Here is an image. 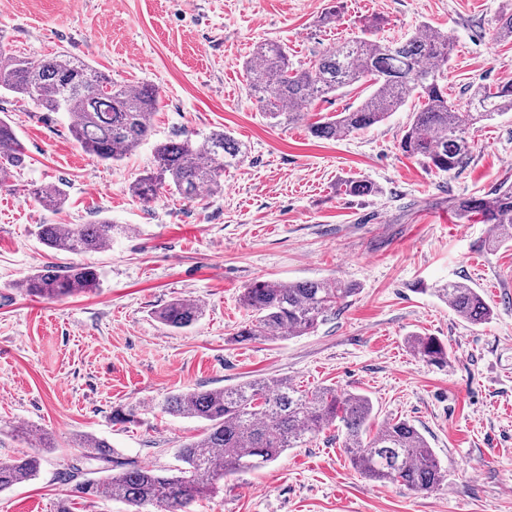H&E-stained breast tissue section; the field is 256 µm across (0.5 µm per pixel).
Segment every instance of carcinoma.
<instances>
[{
    "label": "carcinoma",
    "instance_id": "obj_1",
    "mask_svg": "<svg viewBox=\"0 0 512 512\" xmlns=\"http://www.w3.org/2000/svg\"><path fill=\"white\" fill-rule=\"evenodd\" d=\"M453 39L446 31L419 26L400 40H381L371 28L348 42L326 49L306 67L296 68L285 47L260 42L245 64L252 94L262 103L274 125H290L304 118L312 101L352 86L369 83L371 92L354 109L322 116L310 125L319 139H333L364 130L404 107L408 97L417 108L402 131L400 148L430 168L452 172L470 153V126L512 112V83L479 86L460 106L448 97L444 72ZM29 99L48 112H62L69 132L81 149L101 162L114 163L131 154L152 134V116L160 103L158 89L148 83L129 85L113 81L89 64L64 54L32 59L15 55L0 36V91ZM24 146L10 121L0 117V186L9 183L13 170L22 167ZM242 159L240 144L217 131L194 141L170 139L156 145L153 167L129 186L143 203L161 191L174 190L194 200L205 187L222 190L224 171ZM351 195L376 194L374 184L348 179L340 183ZM45 209L57 210L66 194L58 185L34 190ZM462 218L478 216L491 225L493 246H512V184L460 201ZM125 227L103 218L94 224H40L41 243L71 254L98 252L112 243ZM98 271L88 265L48 267L23 278L18 287L26 294L58 300L99 287ZM355 289L330 279L274 284L257 280L244 289L242 302L250 323L236 337L274 341L315 331L327 314ZM451 310L472 324L489 319L491 308L468 284L450 281L435 289ZM194 299H175L156 312L165 326L182 329L202 315ZM418 358L433 365L448 363V350L433 336L411 337ZM163 409L173 415L207 422L202 436L184 444L180 458L187 465L177 475L152 466L119 463L115 450L93 435H82L79 447L90 460L110 463L120 471L98 481L82 483L78 492L125 502L134 512H190L198 499L216 493L224 479L261 468L286 449L316 438L329 423L344 428V448L354 468L378 481L400 483L417 493L436 489L445 473L424 436L406 421L373 428L371 399L363 394L336 393L327 387L302 390L288 379L254 380L236 387L177 393L164 399ZM38 457L25 455L0 461V491L36 476Z\"/></svg>",
    "mask_w": 512,
    "mask_h": 512
}]
</instances>
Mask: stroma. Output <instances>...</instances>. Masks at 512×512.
<instances>
[{"label": "stroma", "mask_w": 512, "mask_h": 512, "mask_svg": "<svg viewBox=\"0 0 512 512\" xmlns=\"http://www.w3.org/2000/svg\"><path fill=\"white\" fill-rule=\"evenodd\" d=\"M0 0V34L15 53L61 52L112 80L156 85L155 141L226 131L244 159L221 192L188 200L168 191L144 204L129 185L152 160V143L120 162L86 154L66 120L0 94L25 146V165L0 188V424L47 433L53 447L0 435V461L35 452L33 479L0 491V512H131L79 494L103 476L76 437L106 440L120 461L179 468L181 445L202 421L160 411L164 397L223 389L254 379H290L304 389L367 395L376 424L405 420L428 440L446 473L416 493L363 478L344 433L330 424L265 467L225 480L192 512H512V247L488 246L489 227L460 218L461 199L512 182V112L471 127L470 157L442 173L402 153L410 110L331 140L308 126L364 98L353 86L315 99L304 120L273 126L251 95L243 63L255 43L284 44L291 63L317 58L381 20L384 39L426 23L454 40L445 83L456 103L472 87L512 82V42L492 35L512 0ZM377 185L351 196L347 179ZM60 185L66 202L41 207L32 188ZM125 225L103 251L46 248L41 224ZM88 264L94 291L60 300L21 291L49 266ZM338 279L355 292L314 332L275 341L233 339L250 321L240 297L253 282ZM467 283L492 310L469 323L435 290ZM198 300L201 318L172 330L156 313L175 299ZM435 336L448 363L419 360L411 336ZM134 406L136 422L114 423Z\"/></svg>", "instance_id": "stroma-1"}]
</instances>
